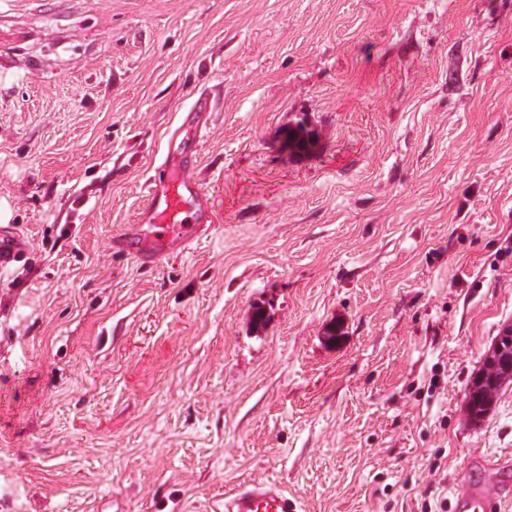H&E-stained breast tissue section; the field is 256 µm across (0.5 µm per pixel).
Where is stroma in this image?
Masks as SVG:
<instances>
[{
  "mask_svg": "<svg viewBox=\"0 0 512 512\" xmlns=\"http://www.w3.org/2000/svg\"><path fill=\"white\" fill-rule=\"evenodd\" d=\"M202 95L216 227L141 267L112 238ZM0 208V512H454L512 471V382L465 405L512 324V0H0ZM283 136V147L295 156L311 154L317 143L315 131L307 129L302 120L295 125L288 126V129L283 132ZM299 501L280 485L268 481L244 482L224 495L221 512H298Z\"/></svg>",
  "mask_w": 512,
  "mask_h": 512,
  "instance_id": "1",
  "label": "stroma"
}]
</instances>
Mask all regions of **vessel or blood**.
<instances>
[{
  "label": "vessel or blood",
  "mask_w": 512,
  "mask_h": 512,
  "mask_svg": "<svg viewBox=\"0 0 512 512\" xmlns=\"http://www.w3.org/2000/svg\"><path fill=\"white\" fill-rule=\"evenodd\" d=\"M197 152L182 150L174 160H162L149 177L147 205L138 223L128 225L114 237L112 246L147 268L161 266L175 253L189 250L191 243L215 227V211L209 196L191 178ZM512 489L500 481L489 490L474 480L455 502L457 512H494L501 494ZM297 498L268 481L239 484L224 497L223 512H298Z\"/></svg>",
  "instance_id": "1"
}]
</instances>
